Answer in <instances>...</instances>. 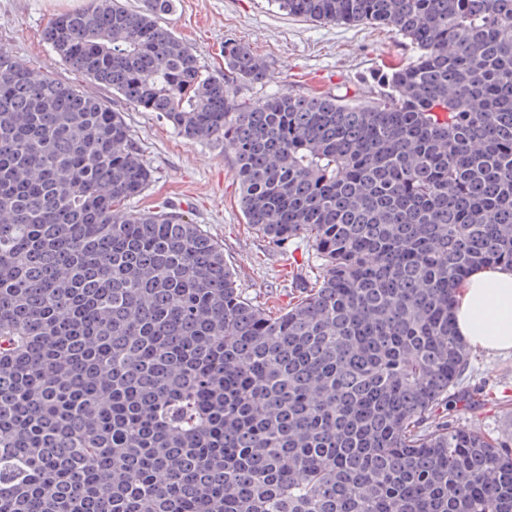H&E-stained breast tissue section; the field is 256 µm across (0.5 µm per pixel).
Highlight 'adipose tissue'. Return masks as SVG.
<instances>
[{"label":"adipose tissue","instance_id":"obj_1","mask_svg":"<svg viewBox=\"0 0 512 512\" xmlns=\"http://www.w3.org/2000/svg\"><path fill=\"white\" fill-rule=\"evenodd\" d=\"M455 327L470 347L512 353L511 268H480L466 278L457 298Z\"/></svg>","mask_w":512,"mask_h":512}]
</instances>
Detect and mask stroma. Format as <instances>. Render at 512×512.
Returning <instances> with one entry per match:
<instances>
[{"label": "stroma", "mask_w": 512, "mask_h": 512, "mask_svg": "<svg viewBox=\"0 0 512 512\" xmlns=\"http://www.w3.org/2000/svg\"><path fill=\"white\" fill-rule=\"evenodd\" d=\"M84 0H0V48L67 82L80 78L42 42L55 14ZM164 24L194 48L201 65L224 74V45L248 46L265 63L264 84L236 83L238 100L252 103L280 90L345 96L355 103L376 97L375 74L410 62L413 51L386 28L369 24H319L288 15L273 0H176ZM98 96L124 110L131 134L154 170L155 180L130 209L148 211L164 202L191 214L224 247V258L244 296L271 312L286 309L318 263L302 239L276 245L258 234L239 207L234 163L223 141L189 142L156 113L125 104L105 88ZM467 385L482 387L484 406L459 411L457 426L494 437L512 436V353L471 352Z\"/></svg>", "instance_id": "1"}]
</instances>
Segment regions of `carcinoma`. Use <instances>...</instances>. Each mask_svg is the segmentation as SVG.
<instances>
[{
  "label": "carcinoma",
  "mask_w": 512,
  "mask_h": 512,
  "mask_svg": "<svg viewBox=\"0 0 512 512\" xmlns=\"http://www.w3.org/2000/svg\"><path fill=\"white\" fill-rule=\"evenodd\" d=\"M388 28L412 61L368 104L224 77L161 24L85 0L42 39L191 142L224 140L246 223L310 243L315 282L245 298L154 180L123 112L0 49V512H512V438L456 427V295L512 268V0H277ZM448 421L435 423L439 413Z\"/></svg>",
  "instance_id": "carcinoma-1"
}]
</instances>
